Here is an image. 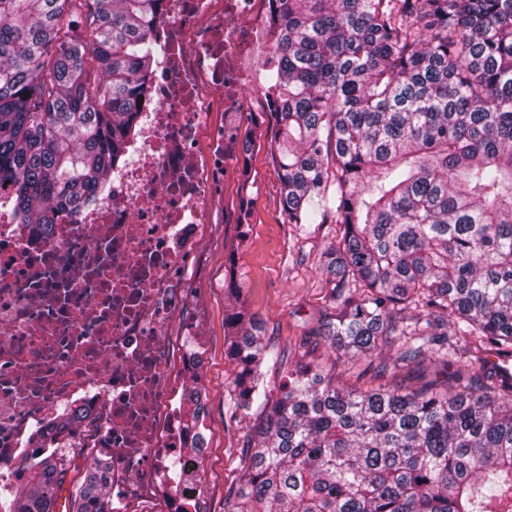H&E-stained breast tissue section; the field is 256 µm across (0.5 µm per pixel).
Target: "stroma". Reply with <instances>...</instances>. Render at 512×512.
Listing matches in <instances>:
<instances>
[{
  "instance_id": "obj_1",
  "label": "stroma",
  "mask_w": 512,
  "mask_h": 512,
  "mask_svg": "<svg viewBox=\"0 0 512 512\" xmlns=\"http://www.w3.org/2000/svg\"><path fill=\"white\" fill-rule=\"evenodd\" d=\"M248 165L254 179L241 189V173L224 178L216 223L203 229L202 248L192 276L190 309L207 316L204 353L208 444L198 473L202 495L197 512H226L225 501L239 475L240 450L254 416L232 414L235 365L224 347V264L236 254L248 312L264 327V337L294 355L298 336L318 326L326 309L321 253L334 243L329 224L299 229L281 214L280 184L273 171L265 125L253 128Z\"/></svg>"
}]
</instances>
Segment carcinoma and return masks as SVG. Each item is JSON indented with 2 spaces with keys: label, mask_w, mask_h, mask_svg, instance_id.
Segmentation results:
<instances>
[{
  "label": "carcinoma",
  "mask_w": 512,
  "mask_h": 512,
  "mask_svg": "<svg viewBox=\"0 0 512 512\" xmlns=\"http://www.w3.org/2000/svg\"><path fill=\"white\" fill-rule=\"evenodd\" d=\"M161 0H0V189L19 224L103 192ZM270 156L281 212L333 216L313 335L262 338L227 259L231 407L255 411L228 512H512V0H279ZM391 352L390 360L381 358ZM443 376L409 391L399 372ZM280 381H265L266 371ZM380 381L366 389V374ZM191 448H206L201 391ZM17 466L9 512H112V459Z\"/></svg>",
  "instance_id": "cac0c4a2"
}]
</instances>
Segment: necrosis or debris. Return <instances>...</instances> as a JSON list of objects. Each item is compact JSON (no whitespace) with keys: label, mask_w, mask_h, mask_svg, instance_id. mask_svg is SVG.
Returning a JSON list of instances; mask_svg holds the SVG:
<instances>
[{"label":"necrosis or debris","mask_w":512,"mask_h":512,"mask_svg":"<svg viewBox=\"0 0 512 512\" xmlns=\"http://www.w3.org/2000/svg\"><path fill=\"white\" fill-rule=\"evenodd\" d=\"M275 7L162 0L151 94L107 192L51 224L0 208V512L38 434L111 457L112 512L146 493L160 512L199 496L200 457L170 466L189 440L183 393L205 374L189 269L218 187L246 159L237 133L266 90L255 71L276 72Z\"/></svg>","instance_id":"4bbe7bcc"}]
</instances>
